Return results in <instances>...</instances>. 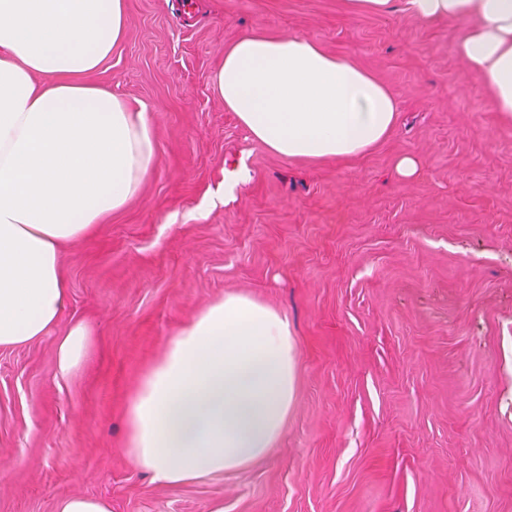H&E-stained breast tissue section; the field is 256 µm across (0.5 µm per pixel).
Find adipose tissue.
<instances>
[{
  "label": "adipose tissue",
  "mask_w": 512,
  "mask_h": 512,
  "mask_svg": "<svg viewBox=\"0 0 512 512\" xmlns=\"http://www.w3.org/2000/svg\"><path fill=\"white\" fill-rule=\"evenodd\" d=\"M465 29L456 52L512 120V0H403ZM126 0H0V348L39 340L70 305L66 246L136 197L157 164L146 110L88 82L125 36ZM214 85L269 151L360 155L393 129L396 97L314 39L244 35ZM288 319L228 293L166 343L127 415L132 463L163 485L244 469L281 438L292 403Z\"/></svg>",
  "instance_id": "obj_1"
}]
</instances>
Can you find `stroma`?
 I'll list each match as a JSON object with an SVG mask.
<instances>
[{
    "mask_svg": "<svg viewBox=\"0 0 512 512\" xmlns=\"http://www.w3.org/2000/svg\"><path fill=\"white\" fill-rule=\"evenodd\" d=\"M90 83L146 108L158 163L141 194L64 253L70 306L0 349V512H512V124L455 52L459 23L393 0H127ZM305 35L399 102L364 155L280 157L224 106V49ZM418 160V175L396 169ZM286 315L296 380L262 461L161 485L126 452L128 407L163 344L228 292ZM89 351L68 377L71 323ZM88 336L86 327L77 322L58 337L56 361L61 375L70 373L81 362L86 353ZM58 512H112L108 501L86 495H69L59 503Z\"/></svg>",
    "mask_w": 512,
    "mask_h": 512,
    "instance_id": "1",
    "label": "stroma"
}]
</instances>
